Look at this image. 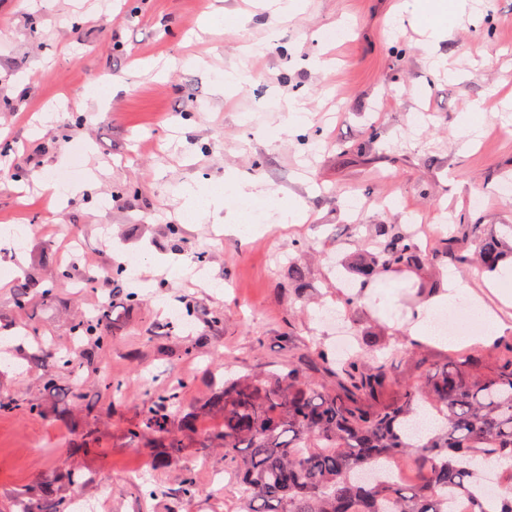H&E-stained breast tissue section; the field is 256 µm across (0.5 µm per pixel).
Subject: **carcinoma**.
Instances as JSON below:
<instances>
[{"label":"carcinoma","instance_id":"1","mask_svg":"<svg viewBox=\"0 0 512 512\" xmlns=\"http://www.w3.org/2000/svg\"><path fill=\"white\" fill-rule=\"evenodd\" d=\"M512 255L496 235L477 224H456L427 252L417 237L390 224H375L368 243L349 268L358 306L372 283L416 273L450 258L494 272ZM35 296L54 297L30 277L15 283L14 303L26 308ZM108 311L89 315L73 335L103 351L112 344ZM360 353L334 361L316 347L263 376L246 374L224 384L214 405L224 412L218 432L224 464L239 481L243 512H512V355L460 352L417 384L390 379L386 355L399 344L417 347L397 332L363 329L350 322ZM182 382L150 393L141 421L128 427L139 437L160 438L157 462L176 461L182 433L193 426L185 414L178 426ZM39 414L13 396L0 398V415ZM202 493L185 470L181 498Z\"/></svg>","mask_w":512,"mask_h":512}]
</instances>
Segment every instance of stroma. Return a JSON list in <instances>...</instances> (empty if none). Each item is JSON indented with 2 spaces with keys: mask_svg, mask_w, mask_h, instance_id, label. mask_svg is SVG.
<instances>
[{
  "mask_svg": "<svg viewBox=\"0 0 512 512\" xmlns=\"http://www.w3.org/2000/svg\"><path fill=\"white\" fill-rule=\"evenodd\" d=\"M396 0H305L294 18L240 28L245 0H0V227L19 232V250L0 253V270L56 285L52 304H13V278L0 279V336L19 341L0 352V396L38 404L39 415L0 416V512L36 499L65 512L79 497L96 512H240L238 486L215 438L223 415L210 406L231 377L261 374L308 352L332 347L326 311L345 314L330 258L354 254L373 224L429 229L512 225V0H474L448 25L437 48L457 79L435 67L428 32L398 22ZM251 84L226 91L224 78L243 46ZM124 83L100 101L83 99L104 75ZM303 101L306 122L286 127V103ZM483 108L477 130L462 116ZM94 172L77 196L63 198L57 175ZM257 179L278 197L303 199L309 218L278 226L261 200L237 201L201 222L183 220L181 185L209 188L226 174ZM262 233L241 237L227 221ZM186 243L175 251L171 225ZM80 236L83 256L71 278L56 281L65 238ZM304 240L308 249L296 250ZM205 258V279L172 276L188 252ZM138 255L131 290L138 304L114 305L112 345L79 373L49 370L27 329L68 346L81 316L108 303L113 265ZM301 264L307 288L289 280ZM95 287L73 288L86 270ZM459 274L477 302L512 325L486 276L450 261L427 276ZM405 274L375 288L354 311L363 326L405 329L417 291ZM194 308L195 331L173 308ZM222 322H214V315ZM448 344L430 342L392 361L394 379L414 383L443 364ZM52 374L54 387L43 384ZM187 379L181 409L195 430L169 466H158V439L131 438L147 389ZM123 381L105 407L107 381ZM92 449L77 450L82 433ZM203 493L180 497L186 469Z\"/></svg>",
  "mask_w": 512,
  "mask_h": 512,
  "instance_id": "stroma-1",
  "label": "stroma"
}]
</instances>
